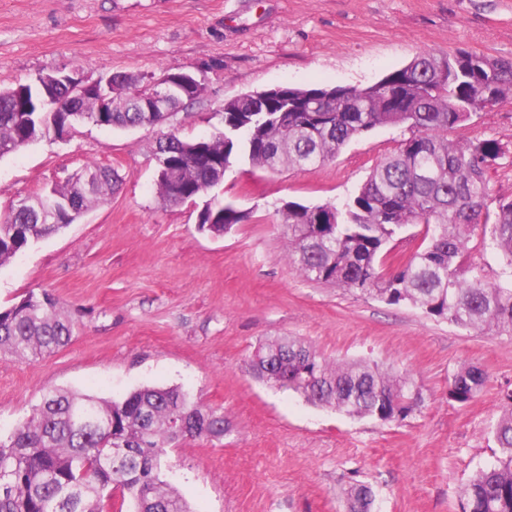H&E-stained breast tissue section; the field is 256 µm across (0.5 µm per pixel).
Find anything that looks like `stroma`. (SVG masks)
I'll return each instance as SVG.
<instances>
[{
	"instance_id": "1",
	"label": "stroma",
	"mask_w": 512,
	"mask_h": 512,
	"mask_svg": "<svg viewBox=\"0 0 512 512\" xmlns=\"http://www.w3.org/2000/svg\"><path fill=\"white\" fill-rule=\"evenodd\" d=\"M512 55V0H0V87L80 69L90 80L191 71L205 91L191 111L154 127L82 123L0 158V217L85 165L115 169L107 199L62 232L0 265V306L53 294L75 322L71 343L39 359H0V438L51 389L120 399L178 386L222 410L221 439L181 440L165 480L194 512H346L343 486L365 482L373 512H460L459 491L495 460L500 394L512 389V338L464 330L407 304L389 305L306 279L286 256L285 202H339L399 147L378 127L319 167L268 172L239 163L218 190L248 213L221 236L197 207L159 195L163 135L210 136L225 100L277 86L363 87L423 50ZM449 140L499 142L489 206L512 199V97L450 130ZM307 340L337 359L409 373L420 401L382 423L307 404L250 376L268 336ZM487 374L468 404L450 401L460 368Z\"/></svg>"
}]
</instances>
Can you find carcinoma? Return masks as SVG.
Instances as JSON below:
<instances>
[{
  "label": "carcinoma",
  "mask_w": 512,
  "mask_h": 512,
  "mask_svg": "<svg viewBox=\"0 0 512 512\" xmlns=\"http://www.w3.org/2000/svg\"><path fill=\"white\" fill-rule=\"evenodd\" d=\"M203 86L168 101L150 119L145 112L156 81L112 74L110 95L92 88L75 96L58 74L0 89V158L61 134L76 111L79 122L131 130L158 125L170 112H188ZM512 96V57L489 59L466 51L426 50L366 87L280 86L224 102V130L206 140L175 134L157 150L178 164L157 179L172 204L214 189L237 162L271 172L314 167L334 159L355 137L378 126L404 128L393 154L377 163L364 183L340 204L280 208L288 256L309 280L334 284L389 305L409 303L429 316L468 330L512 337V288L473 273L465 261L471 233L501 252L512 277V200L489 210L487 169L502 158L491 139L465 144L448 130ZM118 173L89 164L72 180L37 196L0 222V265L30 243L66 228L47 205L68 196L85 208L104 200ZM217 224L199 229L220 236L247 213L219 200ZM425 234L410 258L384 271L386 245L406 228ZM71 318L56 299L29 293L0 309V357L26 361L66 346ZM252 376L287 388L306 402L355 418L392 422L406 418L419 398L411 375L363 360H334L298 336L259 341L245 363ZM477 367L457 372L448 397L460 404L482 390ZM224 413L177 386H144L119 400L76 391L46 392L29 419L0 440V512H192L162 479L164 448L182 439H221ZM499 455L460 491L461 512H512V391L502 398L494 428ZM374 493L364 483L346 492L347 512H370Z\"/></svg>",
  "instance_id": "obj_1"
}]
</instances>
